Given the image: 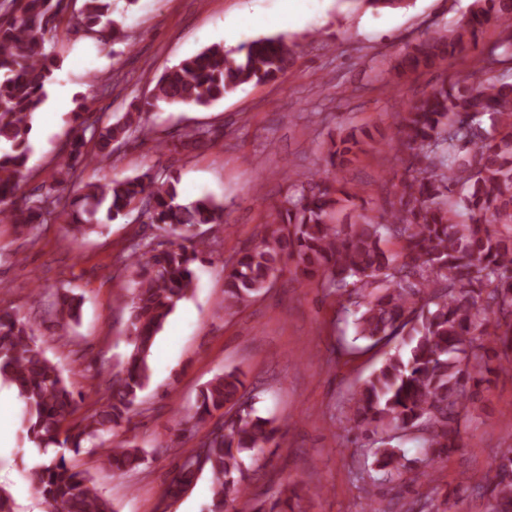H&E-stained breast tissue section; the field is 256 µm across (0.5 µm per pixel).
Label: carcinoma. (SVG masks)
<instances>
[{
  "label": "carcinoma",
  "instance_id": "1",
  "mask_svg": "<svg viewBox=\"0 0 512 512\" xmlns=\"http://www.w3.org/2000/svg\"><path fill=\"white\" fill-rule=\"evenodd\" d=\"M10 19L0 20V221L21 228L48 221L57 210L67 215L77 242L100 223L138 209L176 238L166 249L135 241L125 261L134 287L124 310L131 349L123 369L112 378L106 403L67 426L74 392L45 355L32 328L21 318L0 313V381L15 386L25 405L27 438L45 450L57 448L28 479L47 512H112L110 502L88 490L90 479L66 453H79L87 441L105 440L138 413L140 394L151 379L155 337L167 318L196 288L198 229L224 227V206L212 196L182 199L178 180L161 172L109 181L83 182L76 167L88 141L107 161L114 144L146 134L139 112L96 126L82 100L70 154L57 166L55 185L15 207L22 168L28 161L34 113L63 70L62 50L46 49L55 37L69 0H0ZM110 0H82L77 19L100 40L117 39L118 23L109 18ZM499 30V55L512 61V0H472L450 36L431 35L407 47L398 69H439L464 51H475L464 83L439 82L410 102L390 139L408 156L395 200L376 217L359 224H338L342 197L356 198L348 183L325 176L295 186L275 211L271 230L240 250L224 266V309L239 308L271 288L288 263L295 275L321 283L328 294L357 298L359 337L374 347L398 340L354 393L346 428L375 447L369 449L382 481L404 488L429 479L419 458L409 459L392 444L396 435L415 433L426 461L448 459L462 448L461 421L479 387L493 372L490 362L512 368V82L495 74L489 54L480 50L483 33ZM294 50L284 36L262 37L241 45L236 54L212 45L166 70L153 88L155 102L208 106L249 83L273 81L293 65ZM490 125H485V121ZM211 132L192 129L183 145L196 149ZM350 133L331 142L327 165L344 169L360 149ZM400 244L390 254L386 239ZM82 300L56 293L52 306L63 329L79 319ZM247 386L237 369L216 375L201 390L186 417L190 430L209 426L216 413L239 407L221 432H209L182 463L168 494L180 496L198 476L211 478L210 512H231L247 497L244 455L276 443L280 426L273 417L243 406ZM114 473L139 470L143 449L126 439L105 455ZM493 476L476 486L485 512H512V448L491 465Z\"/></svg>",
  "mask_w": 512,
  "mask_h": 512
}]
</instances>
